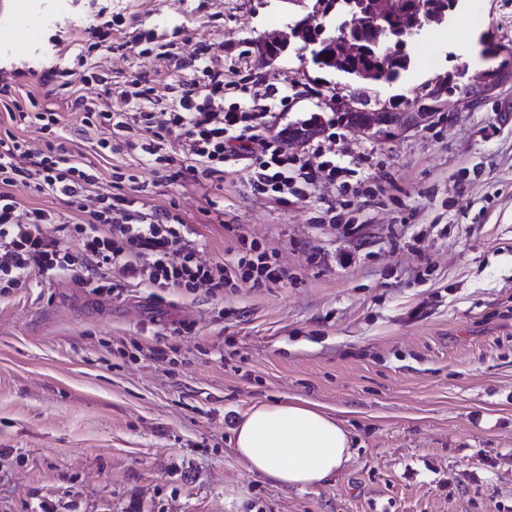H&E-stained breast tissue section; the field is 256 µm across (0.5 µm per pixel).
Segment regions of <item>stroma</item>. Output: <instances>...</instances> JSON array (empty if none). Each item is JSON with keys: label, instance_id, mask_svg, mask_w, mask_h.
Wrapping results in <instances>:
<instances>
[{"label": "stroma", "instance_id": "stroma-1", "mask_svg": "<svg viewBox=\"0 0 512 512\" xmlns=\"http://www.w3.org/2000/svg\"><path fill=\"white\" fill-rule=\"evenodd\" d=\"M26 10L19 57L0 75L69 66L78 29L119 13L191 54L218 43L225 79L288 86V120L331 116L355 84L309 51L263 64L256 44L304 15L297 0H0ZM512 45V0H458L447 23L408 45L412 67L368 85L387 103L425 94L468 66L495 69L483 37ZM113 81L146 74L166 93L188 71L163 57L112 55ZM351 160L350 227L319 216L335 188L292 204L251 191L158 183L126 152L146 207L181 214L205 260L256 240L288 272L283 285L94 294L67 276L0 294V512H512V77L469 103L446 96L429 121L388 138L340 125ZM224 211L211 223L210 207ZM347 249L341 267L323 254ZM188 332H181V324ZM300 398L337 415L354 455L304 490L250 471L232 449L257 402Z\"/></svg>", "mask_w": 512, "mask_h": 512}]
</instances>
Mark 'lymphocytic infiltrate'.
Wrapping results in <instances>:
<instances>
[{
  "label": "lymphocytic infiltrate",
  "instance_id": "f902f5d3",
  "mask_svg": "<svg viewBox=\"0 0 512 512\" xmlns=\"http://www.w3.org/2000/svg\"><path fill=\"white\" fill-rule=\"evenodd\" d=\"M122 24L116 15L77 33L88 49L76 55V66L96 96L71 89L59 68L33 75L26 85L0 81V112L9 124L0 131V283L23 288L64 273L97 294L144 284L173 291L203 288L213 296L237 280L255 288L280 283L284 268L255 242L224 260H203L179 215L140 203L144 187L136 176L115 174L111 193H93L97 162L111 156L112 144L99 139L89 156L66 148L52 97L66 91L67 105L84 129L124 133L126 151L145 165L163 166L161 179L168 184L198 175L218 187L225 167L242 161L254 192L296 203L322 183L347 190L351 170L344 153L319 142L309 152H289L287 128L278 127V113L266 107L270 101L287 106V87L266 85L262 105L225 106L224 72L213 64L212 43L182 61L189 77L177 94H159L140 74L113 85L92 56L135 51L141 36L112 38ZM29 127L51 134L44 149L31 150L19 138V130ZM20 184L62 200L67 212L22 208L12 192ZM61 232L76 240L77 252L60 249Z\"/></svg>",
  "mask_w": 512,
  "mask_h": 512
}]
</instances>
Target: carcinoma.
Instances as JSON below:
<instances>
[{
  "mask_svg": "<svg viewBox=\"0 0 512 512\" xmlns=\"http://www.w3.org/2000/svg\"><path fill=\"white\" fill-rule=\"evenodd\" d=\"M457 0H435L424 5L411 4L410 8L420 14L422 24H441L448 20V14L456 5ZM334 10L309 28L303 37V46L311 47L313 63L321 70H334L346 74L362 84L377 82H396L411 65L412 58L407 52L408 44L415 40V35L405 30L399 21L385 19L375 25L370 17L369 6L364 0H334ZM350 31L356 41L355 53L343 56L337 52V41L345 31ZM391 38L394 49L383 54L378 44L385 38ZM468 74V67L457 69L455 77L444 80L442 91H429L425 98L432 102L439 101L444 95L456 93L463 98L481 96L491 87L484 83L467 81L463 84L457 80ZM353 106L336 101L337 117L344 124L372 137L389 135L385 123L393 121L397 112H432L434 107L420 103L418 100L402 98L382 105L371 103L369 97L359 90L350 95Z\"/></svg>",
  "mask_w": 512,
  "mask_h": 512,
  "instance_id": "obj_1",
  "label": "carcinoma"
}]
</instances>
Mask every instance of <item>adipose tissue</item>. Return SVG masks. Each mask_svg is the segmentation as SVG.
Returning <instances> with one entry per match:
<instances>
[{
  "instance_id": "1",
  "label": "adipose tissue",
  "mask_w": 512,
  "mask_h": 512,
  "mask_svg": "<svg viewBox=\"0 0 512 512\" xmlns=\"http://www.w3.org/2000/svg\"><path fill=\"white\" fill-rule=\"evenodd\" d=\"M233 450L252 471L285 488H311L336 476L352 456L350 431L312 402L255 403L233 431Z\"/></svg>"
}]
</instances>
